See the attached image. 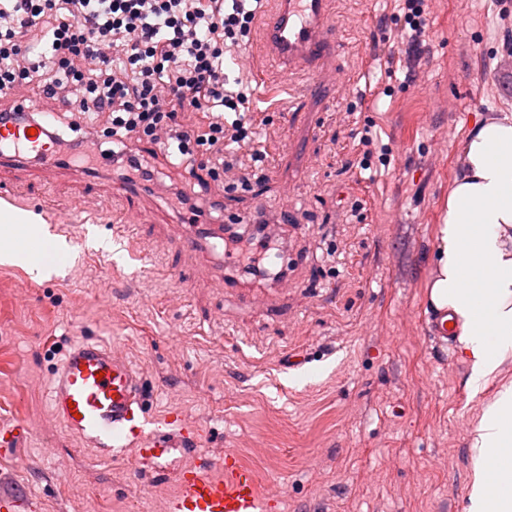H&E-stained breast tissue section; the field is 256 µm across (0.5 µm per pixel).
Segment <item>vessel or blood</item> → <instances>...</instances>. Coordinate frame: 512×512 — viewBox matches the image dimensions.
<instances>
[{
	"label": "vessel or blood",
	"instance_id": "1",
	"mask_svg": "<svg viewBox=\"0 0 512 512\" xmlns=\"http://www.w3.org/2000/svg\"><path fill=\"white\" fill-rule=\"evenodd\" d=\"M332 0H276L263 20V52L267 73L287 75L324 72L333 80L327 61L335 45L328 34ZM0 168L27 172L67 170L86 181L87 202L101 195L137 198V184H101L85 167L64 162L44 140L43 131L27 125L0 124ZM177 248L211 253L217 250L199 217L180 218ZM47 397L54 418L98 456L134 451L145 472L172 474L179 490L168 501L167 512H271V497L261 495L253 472L237 458L220 457L211 475L206 466L168 471L165 461L173 449L187 450V428L170 430V418L150 416L144 405L142 378L111 346L94 338L72 343L52 372Z\"/></svg>",
	"mask_w": 512,
	"mask_h": 512
}]
</instances>
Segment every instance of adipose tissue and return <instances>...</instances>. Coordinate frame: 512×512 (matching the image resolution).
I'll return each instance as SVG.
<instances>
[{"instance_id":"adipose-tissue-1","label":"adipose tissue","mask_w":512,"mask_h":512,"mask_svg":"<svg viewBox=\"0 0 512 512\" xmlns=\"http://www.w3.org/2000/svg\"><path fill=\"white\" fill-rule=\"evenodd\" d=\"M432 313H447L470 364L472 389L512 354V113L468 129L437 229ZM466 512H512V382L483 405L472 441ZM502 477L490 482V471Z\"/></svg>"}]
</instances>
